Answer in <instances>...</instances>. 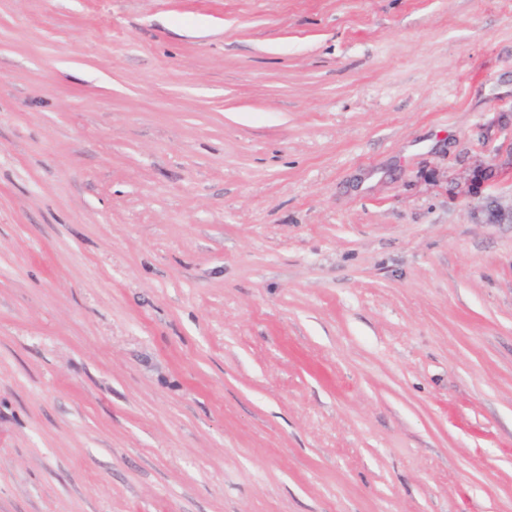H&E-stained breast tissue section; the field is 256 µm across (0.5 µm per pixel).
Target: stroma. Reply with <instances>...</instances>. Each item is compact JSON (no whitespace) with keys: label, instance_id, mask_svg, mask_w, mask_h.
<instances>
[{"label":"stroma","instance_id":"35a3bbf8","mask_svg":"<svg viewBox=\"0 0 512 512\" xmlns=\"http://www.w3.org/2000/svg\"><path fill=\"white\" fill-rule=\"evenodd\" d=\"M0 512H512V0H0Z\"/></svg>","mask_w":512,"mask_h":512}]
</instances>
